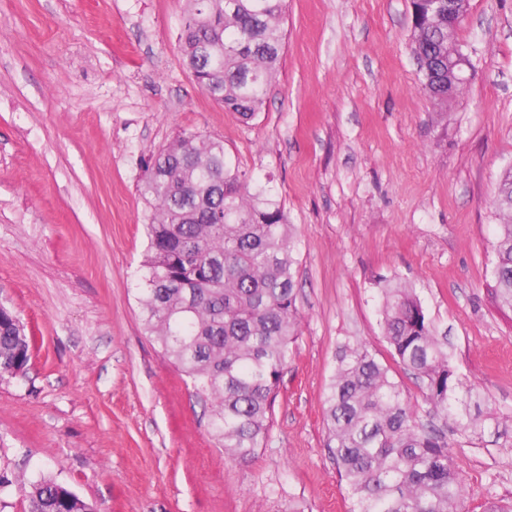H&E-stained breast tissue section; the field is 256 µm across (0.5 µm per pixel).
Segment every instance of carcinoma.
I'll return each mask as SVG.
<instances>
[{
	"instance_id": "carcinoma-1",
	"label": "carcinoma",
	"mask_w": 512,
	"mask_h": 512,
	"mask_svg": "<svg viewBox=\"0 0 512 512\" xmlns=\"http://www.w3.org/2000/svg\"><path fill=\"white\" fill-rule=\"evenodd\" d=\"M412 52L423 88L448 106V14L436 0H411ZM286 0H186L185 65L201 89L240 119L261 111L281 60ZM150 211L139 298L145 330L162 356L211 406L212 434L225 456L253 458L298 337L297 241L284 204L242 170L223 141L183 134L144 165ZM509 220L495 225L489 272L512 310V169L493 199ZM382 330L395 361L418 380L435 415L477 433L494 420L471 414L440 335L414 289L383 291ZM31 338L22 320L0 313V379L23 370ZM324 424L350 512H460L462 482L437 429L416 420L390 366L362 343L341 342L324 393ZM29 512H96L51 476L0 470Z\"/></svg>"
}]
</instances>
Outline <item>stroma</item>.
I'll list each match as a JSON object with an SVG mask.
<instances>
[{
    "label": "stroma",
    "mask_w": 512,
    "mask_h": 512,
    "mask_svg": "<svg viewBox=\"0 0 512 512\" xmlns=\"http://www.w3.org/2000/svg\"><path fill=\"white\" fill-rule=\"evenodd\" d=\"M184 0H0V306L33 337L0 379V469L50 475L99 512H349L322 419L336 346L389 358L380 290L412 286L464 386L492 407L448 437L466 512L512 500V312L493 301L492 204L512 168V0H469L468 79L421 88L410 0H288L261 112L224 111L183 62ZM220 139L268 177L298 240L299 337L269 437L225 458L210 409L161 357L138 302L142 161Z\"/></svg>",
    "instance_id": "obj_1"
}]
</instances>
